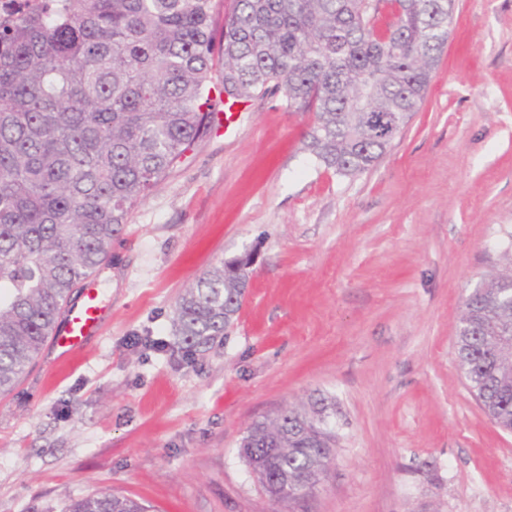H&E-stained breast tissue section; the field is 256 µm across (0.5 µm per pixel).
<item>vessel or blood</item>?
<instances>
[{
    "label": "vessel or blood",
    "instance_id": "obj_1",
    "mask_svg": "<svg viewBox=\"0 0 512 512\" xmlns=\"http://www.w3.org/2000/svg\"><path fill=\"white\" fill-rule=\"evenodd\" d=\"M107 306L95 289H86L82 299L70 303L50 337V347L58 363H65L80 352L90 337L100 335Z\"/></svg>",
    "mask_w": 512,
    "mask_h": 512
}]
</instances>
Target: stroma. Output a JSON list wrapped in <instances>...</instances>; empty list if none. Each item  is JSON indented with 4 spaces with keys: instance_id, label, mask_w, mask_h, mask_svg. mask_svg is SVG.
I'll return each instance as SVG.
<instances>
[{
    "instance_id": "stroma-1",
    "label": "stroma",
    "mask_w": 512,
    "mask_h": 512,
    "mask_svg": "<svg viewBox=\"0 0 512 512\" xmlns=\"http://www.w3.org/2000/svg\"><path fill=\"white\" fill-rule=\"evenodd\" d=\"M311 122L249 98L131 209L95 275L101 335L65 365L42 349L0 396V512L101 492L154 512H512V432L454 350L512 235V0H455L425 100L370 170L319 166ZM249 251L237 320L187 353L177 300ZM321 397L335 461L311 497L273 502L239 442Z\"/></svg>"
}]
</instances>
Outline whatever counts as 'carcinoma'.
I'll list each match as a JSON object with an SVG mask.
<instances>
[{
    "label": "carcinoma",
    "instance_id": "carcinoma-1",
    "mask_svg": "<svg viewBox=\"0 0 512 512\" xmlns=\"http://www.w3.org/2000/svg\"><path fill=\"white\" fill-rule=\"evenodd\" d=\"M453 0H43L0 19V394L51 336L77 286L108 258L130 210L229 101L279 94L310 112L305 147L354 176L424 101L448 42ZM221 64L213 83L214 61ZM502 272L465 299L455 353L469 388L512 431V239ZM243 259L201 276L175 306L189 351L209 347L241 310ZM325 399L255 421L239 456L279 503L306 499L327 475L336 432ZM67 512H150L94 493Z\"/></svg>",
    "mask_w": 512,
    "mask_h": 512
}]
</instances>
